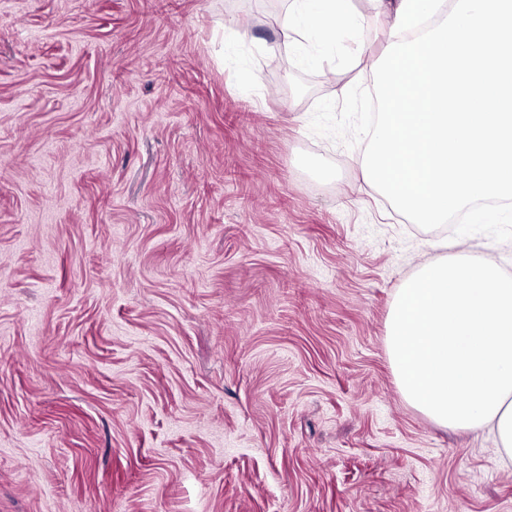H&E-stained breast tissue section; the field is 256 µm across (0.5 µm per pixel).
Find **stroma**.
Here are the masks:
<instances>
[{
  "label": "stroma",
  "mask_w": 512,
  "mask_h": 512,
  "mask_svg": "<svg viewBox=\"0 0 512 512\" xmlns=\"http://www.w3.org/2000/svg\"><path fill=\"white\" fill-rule=\"evenodd\" d=\"M349 11L0 0V512H512L385 342L421 262L512 275V241L418 227L311 133L386 50ZM299 16L310 31L335 32L346 18L348 0H299Z\"/></svg>",
  "instance_id": "stroma-1"
}]
</instances>
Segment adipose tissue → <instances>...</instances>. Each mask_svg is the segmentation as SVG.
Listing matches in <instances>:
<instances>
[{"instance_id": "1", "label": "adipose tissue", "mask_w": 512, "mask_h": 512, "mask_svg": "<svg viewBox=\"0 0 512 512\" xmlns=\"http://www.w3.org/2000/svg\"><path fill=\"white\" fill-rule=\"evenodd\" d=\"M348 0H299L308 30L335 32ZM386 343L402 398L435 424L489 431L512 465V277L465 252L424 264L398 289Z\"/></svg>"}]
</instances>
